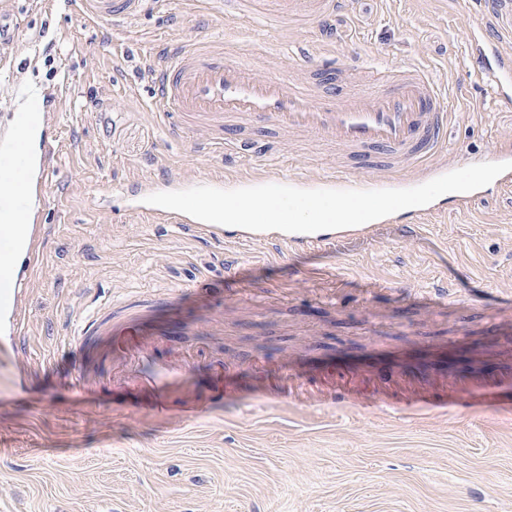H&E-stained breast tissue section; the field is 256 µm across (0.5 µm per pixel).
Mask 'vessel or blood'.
I'll return each instance as SVG.
<instances>
[{"instance_id":"obj_1","label":"vessel or blood","mask_w":512,"mask_h":512,"mask_svg":"<svg viewBox=\"0 0 512 512\" xmlns=\"http://www.w3.org/2000/svg\"><path fill=\"white\" fill-rule=\"evenodd\" d=\"M72 9H88L97 19L109 21L136 15L144 0H68ZM263 13L273 21L321 20L336 10L340 0H258ZM470 59L490 80L503 103L512 102V58L486 52L481 46L470 49ZM354 67L332 55H324L308 81L288 78L257 68L243 54L208 50L195 45L175 44L154 68L156 108L168 118L171 136L198 134L224 141L252 157L271 155L282 133L300 132L350 150L361 175L357 178L333 174L294 179L301 189H386L383 174L417 163L444 143L447 112L438 100L441 90L419 69L408 70L383 92L349 94L345 85ZM57 99L46 90L30 99L18 116L19 126L47 111ZM244 116L260 120L265 129L259 137L242 134L232 118ZM30 192L27 146L23 137L0 144V213L23 204ZM159 223L192 229L214 241L262 242L268 239L288 246H308L328 241V234L286 233L282 231H231L219 224L195 221L189 215L161 210ZM138 311L119 319L89 318L79 333L102 336L136 326ZM189 368L155 365L140 370L135 379L151 397L152 411L174 413L185 419L205 417L211 407L233 403L231 393L207 400L189 399L171 406V395L191 383Z\"/></svg>"}]
</instances>
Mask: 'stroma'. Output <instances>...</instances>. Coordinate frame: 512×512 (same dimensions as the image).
<instances>
[{
	"mask_svg": "<svg viewBox=\"0 0 512 512\" xmlns=\"http://www.w3.org/2000/svg\"><path fill=\"white\" fill-rule=\"evenodd\" d=\"M15 7L0 129L28 85L61 102L40 258L17 272L21 334H0L18 345L0 369V512H512V187L464 209L434 200L415 239L395 214L300 249L206 240L120 197L250 165L171 137L153 105L146 65L182 33L263 43L274 73L328 52L368 68L371 90L420 67L450 115L430 165L482 162L512 145V111L468 55L477 26L512 57L489 0H345L328 24L285 29L221 0H148L136 19L97 23L50 0ZM347 165L320 141L274 160L286 175ZM128 306L146 354L190 366L191 396L220 367L236 404L198 420L144 410L113 337L73 335L95 308ZM75 382L92 398L69 399Z\"/></svg>",
	"mask_w": 512,
	"mask_h": 512,
	"instance_id": "35a3bbf8",
	"label": "stroma"
}]
</instances>
